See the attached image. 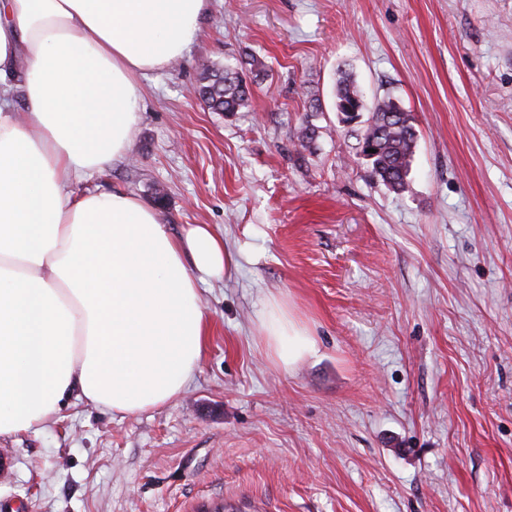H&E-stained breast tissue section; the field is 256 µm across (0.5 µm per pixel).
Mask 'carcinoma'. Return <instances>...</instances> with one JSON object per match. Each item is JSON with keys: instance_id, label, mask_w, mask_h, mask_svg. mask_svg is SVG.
<instances>
[{"instance_id": "obj_1", "label": "carcinoma", "mask_w": 512, "mask_h": 512, "mask_svg": "<svg viewBox=\"0 0 512 512\" xmlns=\"http://www.w3.org/2000/svg\"><path fill=\"white\" fill-rule=\"evenodd\" d=\"M198 95L211 111L233 113L247 107L252 88L238 67L226 64L220 69L212 65L202 73ZM363 108L360 90L351 75L343 74L336 84V112L346 122ZM415 131L413 114L400 108L389 97L377 101L362 131L360 143H371L375 149L364 159L374 176L393 191L405 187L416 148ZM320 133L319 127L304 121L298 136L301 151L310 150Z\"/></svg>"}]
</instances>
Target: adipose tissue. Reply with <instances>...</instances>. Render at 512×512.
Wrapping results in <instances>:
<instances>
[{
    "mask_svg": "<svg viewBox=\"0 0 512 512\" xmlns=\"http://www.w3.org/2000/svg\"><path fill=\"white\" fill-rule=\"evenodd\" d=\"M209 0H0V437L69 397L133 414L201 358L203 277L233 264L205 224L174 234L122 189L78 192L131 150L141 82L198 39ZM261 330L291 367L314 342L277 299Z\"/></svg>",
    "mask_w": 512,
    "mask_h": 512,
    "instance_id": "1",
    "label": "adipose tissue"
}]
</instances>
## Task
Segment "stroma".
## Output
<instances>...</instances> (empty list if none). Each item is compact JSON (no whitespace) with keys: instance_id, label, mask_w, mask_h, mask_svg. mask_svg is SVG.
I'll return each instance as SVG.
<instances>
[{"instance_id":"obj_1","label":"stroma","mask_w":512,"mask_h":512,"mask_svg":"<svg viewBox=\"0 0 512 512\" xmlns=\"http://www.w3.org/2000/svg\"><path fill=\"white\" fill-rule=\"evenodd\" d=\"M251 53L249 107L208 111L201 63ZM344 70L366 109L416 118L401 191L338 118ZM115 187L173 232L210 225L237 264L202 287L210 334L174 400L73 398L0 438V512H512V0H209L143 80L130 153L77 185ZM272 298L316 344L287 369L260 329Z\"/></svg>"}]
</instances>
